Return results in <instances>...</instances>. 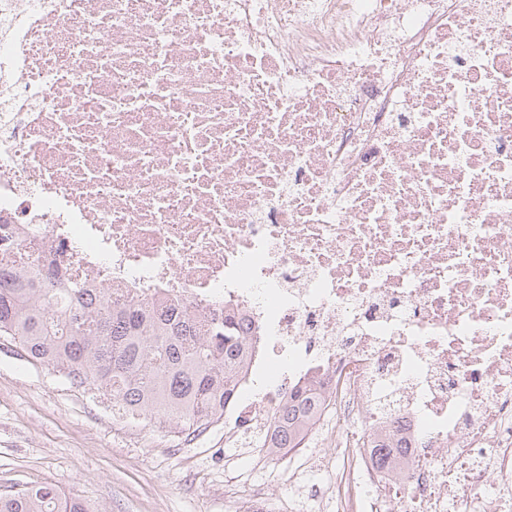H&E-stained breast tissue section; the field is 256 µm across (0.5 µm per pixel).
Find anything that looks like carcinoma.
I'll return each mask as SVG.
<instances>
[{"label": "carcinoma", "mask_w": 512, "mask_h": 512, "mask_svg": "<svg viewBox=\"0 0 512 512\" xmlns=\"http://www.w3.org/2000/svg\"><path fill=\"white\" fill-rule=\"evenodd\" d=\"M9 232L0 235V336L124 407L131 422L196 432L224 417L236 399L247 342L237 317L201 321L175 304L152 311L109 302L60 273L57 260L39 269L10 264ZM314 397L295 388L272 422V447L299 445ZM0 512H101L50 487L0 493Z\"/></svg>", "instance_id": "1"}]
</instances>
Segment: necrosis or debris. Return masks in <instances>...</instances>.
<instances>
[{
	"instance_id": "necrosis-or-debris-1",
	"label": "necrosis or debris",
	"mask_w": 512,
	"mask_h": 512,
	"mask_svg": "<svg viewBox=\"0 0 512 512\" xmlns=\"http://www.w3.org/2000/svg\"><path fill=\"white\" fill-rule=\"evenodd\" d=\"M23 261L234 311L334 512H512V0H0ZM311 383L305 382L295 388L283 406L282 412L272 422V447L279 451L298 448L299 435L305 426L314 397Z\"/></svg>"
}]
</instances>
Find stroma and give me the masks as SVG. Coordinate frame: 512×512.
Here are the masks:
<instances>
[{
	"label": "stroma",
	"mask_w": 512,
	"mask_h": 512,
	"mask_svg": "<svg viewBox=\"0 0 512 512\" xmlns=\"http://www.w3.org/2000/svg\"><path fill=\"white\" fill-rule=\"evenodd\" d=\"M305 460H260L224 445V425L194 433L130 426L110 402L0 339V493L49 486L102 512H225V490L262 489L319 512L291 477Z\"/></svg>",
	"instance_id": "obj_1"
}]
</instances>
